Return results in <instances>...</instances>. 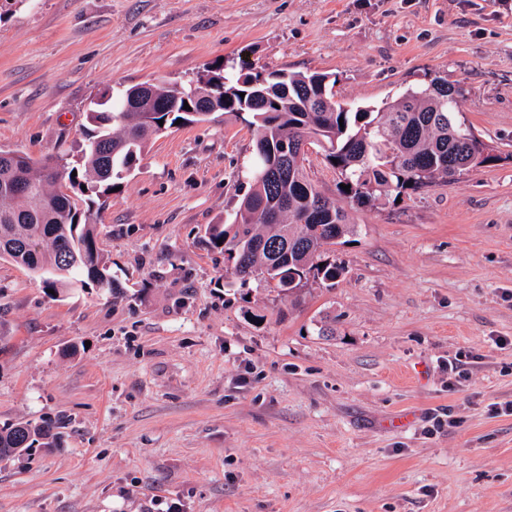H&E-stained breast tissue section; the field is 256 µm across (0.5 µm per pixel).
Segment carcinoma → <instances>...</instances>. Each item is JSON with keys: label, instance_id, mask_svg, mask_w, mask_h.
I'll use <instances>...</instances> for the list:
<instances>
[{"label": "carcinoma", "instance_id": "cac0c4a2", "mask_svg": "<svg viewBox=\"0 0 512 512\" xmlns=\"http://www.w3.org/2000/svg\"><path fill=\"white\" fill-rule=\"evenodd\" d=\"M335 85L329 73H266L247 65L235 73L214 63L186 83H149L148 101L137 84L111 103L94 102L93 130L72 164L51 157L17 161L0 152V260L36 274L56 295L89 285L119 293L97 248L93 198L118 187L152 137L179 119L200 122L184 111L200 99L218 112L246 113L256 127L249 188L228 222L206 227L207 242L224 250L240 285L259 276L296 301L308 281L336 285L344 267L329 259L331 247L355 232L349 214L306 176L299 142L322 145L338 174V193L357 208L454 182L499 160L456 120L464 89L441 76L376 109L336 101ZM59 428L50 418L0 426V462L59 447Z\"/></svg>", "mask_w": 512, "mask_h": 512}]
</instances>
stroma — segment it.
I'll return each instance as SVG.
<instances>
[{
    "label": "stroma",
    "instance_id": "stroma-1",
    "mask_svg": "<svg viewBox=\"0 0 512 512\" xmlns=\"http://www.w3.org/2000/svg\"><path fill=\"white\" fill-rule=\"evenodd\" d=\"M219 59L356 106L446 77L500 159L353 210L310 147L357 232L294 305L202 240L248 189V114L166 129L100 201L120 295L0 261V425L63 423L0 463V512H512V0H0V150L73 161L92 102Z\"/></svg>",
    "mask_w": 512,
    "mask_h": 512
}]
</instances>
